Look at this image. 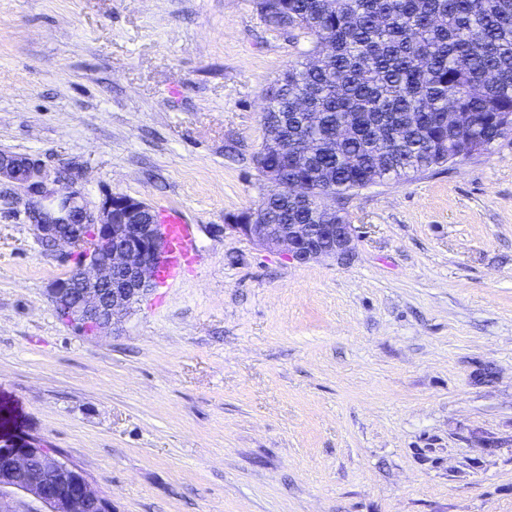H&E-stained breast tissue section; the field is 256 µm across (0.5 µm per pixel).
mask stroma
<instances>
[{"label":"stroma","mask_w":512,"mask_h":512,"mask_svg":"<svg viewBox=\"0 0 512 512\" xmlns=\"http://www.w3.org/2000/svg\"><path fill=\"white\" fill-rule=\"evenodd\" d=\"M257 0H0V150L174 206L198 260L110 334L0 200V405L112 512H512V134L343 203L347 265L227 228L312 40Z\"/></svg>","instance_id":"stroma-1"}]
</instances>
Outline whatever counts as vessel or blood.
I'll use <instances>...</instances> for the list:
<instances>
[{
	"label": "vessel or blood",
	"mask_w": 512,
	"mask_h": 512,
	"mask_svg": "<svg viewBox=\"0 0 512 512\" xmlns=\"http://www.w3.org/2000/svg\"><path fill=\"white\" fill-rule=\"evenodd\" d=\"M164 230L167 260L159 269L156 279L168 285L181 278L197 260L196 244L191 224L179 209L162 211L159 219Z\"/></svg>",
	"instance_id": "1"
}]
</instances>
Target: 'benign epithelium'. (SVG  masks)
<instances>
[{"instance_id": "7a95c632", "label": "benign epithelium", "mask_w": 512, "mask_h": 512, "mask_svg": "<svg viewBox=\"0 0 512 512\" xmlns=\"http://www.w3.org/2000/svg\"><path fill=\"white\" fill-rule=\"evenodd\" d=\"M78 184L79 175L69 166L50 172L38 158L0 151V186L22 207L37 241L51 251L67 245L80 254L72 269L53 282L52 307L67 302L70 319L93 326L99 336L154 286L167 258L165 240L161 225L145 222L144 214L151 211L145 202L111 194L92 204ZM274 186L298 202L310 196L300 181ZM228 228L299 264L319 259L347 264L354 257V227L344 220L321 224L314 233L305 224H275L270 214ZM40 448L22 432L0 429V512H82L89 503L99 512H112L110 501L85 476L53 454L40 455ZM38 457L54 472V484L29 480L30 462Z\"/></svg>"}]
</instances>
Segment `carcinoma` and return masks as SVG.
Here are the masks:
<instances>
[{
    "label": "carcinoma",
    "instance_id": "cac0c4a2",
    "mask_svg": "<svg viewBox=\"0 0 512 512\" xmlns=\"http://www.w3.org/2000/svg\"><path fill=\"white\" fill-rule=\"evenodd\" d=\"M265 20L311 37L313 61L288 67L264 114L288 141L264 147L262 177L309 183L307 205L273 194L278 224H321L333 204L378 180L406 179L491 150L512 128V0H258ZM460 113L449 125L442 113Z\"/></svg>",
    "mask_w": 512,
    "mask_h": 512
}]
</instances>
